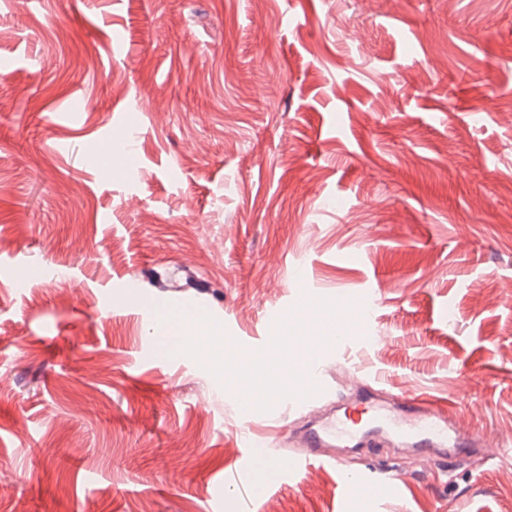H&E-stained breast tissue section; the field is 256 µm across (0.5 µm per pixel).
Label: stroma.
Masks as SVG:
<instances>
[{"mask_svg":"<svg viewBox=\"0 0 512 512\" xmlns=\"http://www.w3.org/2000/svg\"><path fill=\"white\" fill-rule=\"evenodd\" d=\"M512 0H0V512H212L242 411L158 353L173 309L371 303L321 365L425 395L506 457L377 434L221 512H512ZM28 278L27 288L16 285ZM397 491H390L393 481Z\"/></svg>","mask_w":512,"mask_h":512,"instance_id":"1","label":"stroma"}]
</instances>
